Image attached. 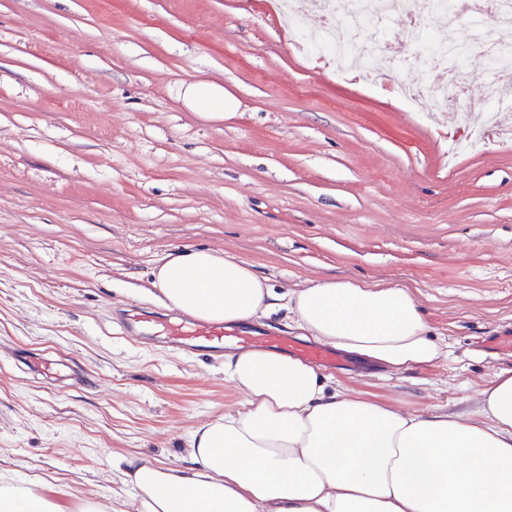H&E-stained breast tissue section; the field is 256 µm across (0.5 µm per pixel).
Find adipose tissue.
<instances>
[{
    "label": "adipose tissue",
    "mask_w": 512,
    "mask_h": 512,
    "mask_svg": "<svg viewBox=\"0 0 512 512\" xmlns=\"http://www.w3.org/2000/svg\"><path fill=\"white\" fill-rule=\"evenodd\" d=\"M183 101L206 120L236 107L218 82L187 85ZM153 286L167 308L205 322L285 310L305 338L391 374L446 354L398 285L324 281L277 292L230 254L185 250L156 265ZM224 378L242 402L192 430L189 465L116 459L137 490L136 512H512V371L495 374L472 409L427 415L273 351L225 354ZM64 495L0 472V512H66Z\"/></svg>",
    "instance_id": "obj_1"
}]
</instances>
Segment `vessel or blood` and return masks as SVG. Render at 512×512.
<instances>
[{"label": "vessel or blood", "instance_id": "vessel-or-blood-1", "mask_svg": "<svg viewBox=\"0 0 512 512\" xmlns=\"http://www.w3.org/2000/svg\"><path fill=\"white\" fill-rule=\"evenodd\" d=\"M126 333L147 338L163 346L188 354L220 355L226 342L240 347H267L287 351L313 364L334 368L340 364L336 352L317 345L297 341L287 335L242 333L239 328L221 323H210L190 316L149 313L137 309L127 310L123 318Z\"/></svg>", "mask_w": 512, "mask_h": 512}]
</instances>
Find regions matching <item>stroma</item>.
I'll use <instances>...</instances> for the list:
<instances>
[{"mask_svg": "<svg viewBox=\"0 0 512 512\" xmlns=\"http://www.w3.org/2000/svg\"><path fill=\"white\" fill-rule=\"evenodd\" d=\"M409 57L376 81L310 56L278 0H0V471L136 512L116 456L186 464L192 428L238 406L220 356L119 325L164 255L226 252L275 290L327 280L410 288L435 365L336 381L405 410L462 412L512 370V137L460 153L465 130L394 84L445 71ZM216 81L221 121L182 100ZM42 353L71 386L21 373Z\"/></svg>", "mask_w": 512, "mask_h": 512, "instance_id": "obj_1", "label": "stroma"}]
</instances>
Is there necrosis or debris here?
<instances>
[{"label": "necrosis or debris", "instance_id": "4bbe7bcc", "mask_svg": "<svg viewBox=\"0 0 512 512\" xmlns=\"http://www.w3.org/2000/svg\"><path fill=\"white\" fill-rule=\"evenodd\" d=\"M287 19L298 18L307 5L325 15L323 28L301 33L302 46L312 53H331L338 74L352 72L375 76L378 64L388 73L399 67L396 57L387 55L385 34L369 35L368 30L388 20L410 21V44L424 47L431 65L444 66L472 51L485 57L495 77L487 86V118H494L500 104L512 101V44L500 41L496 29L512 25V0H470L462 8L460 0H281ZM465 13L472 23L468 34L459 39L440 41L415 22L420 12Z\"/></svg>", "mask_w": 512, "mask_h": 512}]
</instances>
